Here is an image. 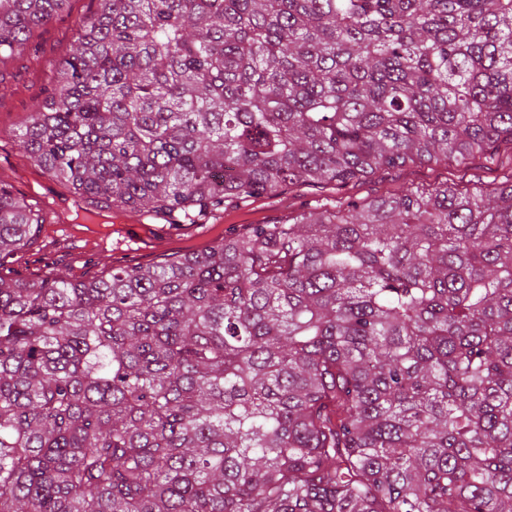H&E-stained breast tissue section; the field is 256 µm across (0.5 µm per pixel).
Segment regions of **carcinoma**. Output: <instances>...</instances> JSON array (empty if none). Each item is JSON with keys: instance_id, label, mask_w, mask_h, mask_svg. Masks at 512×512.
<instances>
[{"instance_id": "cac0c4a2", "label": "carcinoma", "mask_w": 512, "mask_h": 512, "mask_svg": "<svg viewBox=\"0 0 512 512\" xmlns=\"http://www.w3.org/2000/svg\"><path fill=\"white\" fill-rule=\"evenodd\" d=\"M68 0H0V64ZM512 140V0H98L19 147L196 224ZM47 215L0 180V261ZM0 512H512V184L0 273Z\"/></svg>"}]
</instances>
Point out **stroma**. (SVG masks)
<instances>
[{
    "instance_id": "obj_1",
    "label": "stroma",
    "mask_w": 512,
    "mask_h": 512,
    "mask_svg": "<svg viewBox=\"0 0 512 512\" xmlns=\"http://www.w3.org/2000/svg\"><path fill=\"white\" fill-rule=\"evenodd\" d=\"M95 8L94 0H70L65 12L34 29L27 53L0 67V179L10 182L18 196L47 200L68 215L75 209L70 189L23 153L17 140L43 97L52 64L67 57L82 18ZM511 178L512 145L504 142L495 160L480 158L465 167L452 161L416 164L404 171H379L338 189L304 185L245 202L232 199L225 203L222 214L198 224H173L165 218L132 212L115 213L108 224L100 220L48 224L31 244L12 256L10 266L29 279L54 269L76 281L90 280L110 267L148 266L197 253L231 232L279 221L318 205L379 197L405 179L422 186L448 182L472 191Z\"/></svg>"
}]
</instances>
